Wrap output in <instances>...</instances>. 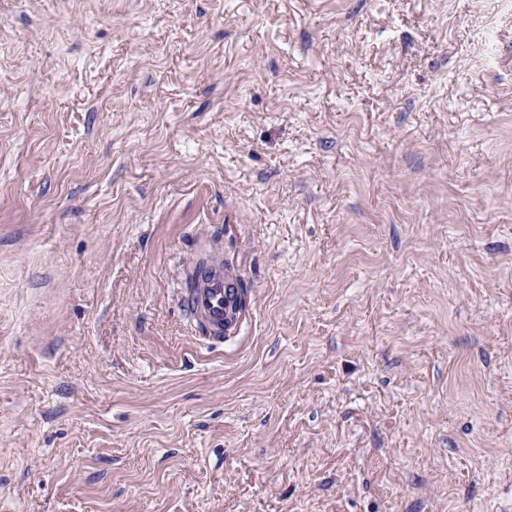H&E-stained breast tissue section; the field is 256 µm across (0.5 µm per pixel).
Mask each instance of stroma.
<instances>
[{"label":"stroma","instance_id":"1","mask_svg":"<svg viewBox=\"0 0 512 512\" xmlns=\"http://www.w3.org/2000/svg\"><path fill=\"white\" fill-rule=\"evenodd\" d=\"M0 512H512V8L0 0ZM179 302L200 338L223 343L250 318L248 290L236 266L218 251L197 252L184 267Z\"/></svg>","mask_w":512,"mask_h":512}]
</instances>
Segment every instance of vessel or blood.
Returning a JSON list of instances; mask_svg holds the SVG:
<instances>
[{"mask_svg":"<svg viewBox=\"0 0 512 512\" xmlns=\"http://www.w3.org/2000/svg\"><path fill=\"white\" fill-rule=\"evenodd\" d=\"M179 302L203 340L238 336L250 318L248 290L236 266L217 251L197 252L184 267Z\"/></svg>","mask_w":512,"mask_h":512,"instance_id":"b4317fda","label":"vessel or blood"}]
</instances>
